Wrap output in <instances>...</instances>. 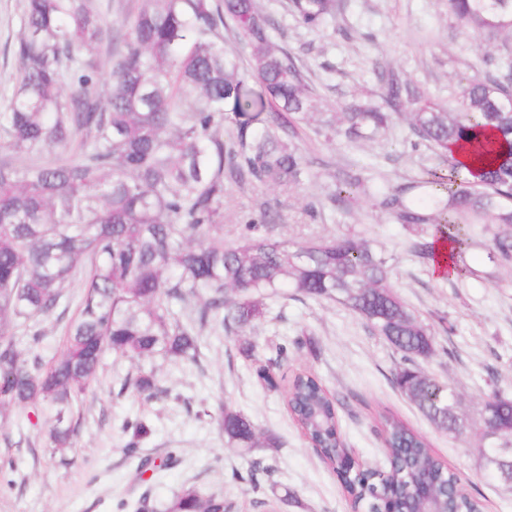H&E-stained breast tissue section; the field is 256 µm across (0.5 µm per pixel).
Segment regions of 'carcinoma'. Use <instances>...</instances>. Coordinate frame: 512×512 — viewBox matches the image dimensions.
Segmentation results:
<instances>
[{"instance_id":"obj_1","label":"carcinoma","mask_w":512,"mask_h":512,"mask_svg":"<svg viewBox=\"0 0 512 512\" xmlns=\"http://www.w3.org/2000/svg\"><path fill=\"white\" fill-rule=\"evenodd\" d=\"M334 0H291L297 21L318 30L334 19ZM464 32L491 44L512 32V0H448ZM249 49V67L224 44L225 21ZM112 44V77L99 71ZM17 84L0 103V420L29 410L46 421V451L68 464L75 447L74 407L94 383L105 350L140 362L123 388L150 402L167 394L157 369L162 355L196 360L206 333L243 335L265 319L266 300L284 288L336 301L383 337L399 355L397 389L433 427L460 437L471 425L459 392L419 367L438 337L394 291L389 260L352 231L308 236L292 244L271 234L269 209L239 225L224 245L225 170L240 186L255 182L286 192L303 183L306 161L295 141L303 124L326 141L362 145L383 137L392 113L445 157L446 172L370 190L363 167L336 174L339 206L371 198L390 223L427 233L423 255L451 245L457 258L471 226L489 235L488 260L512 263V56L489 55L491 71L463 78L450 107L408 81L386 79L378 105L344 103L316 111L314 89L295 57L278 46L255 0H141L131 20L104 18L92 0H23L14 46ZM256 81L261 92L250 87ZM234 130L224 140V124ZM470 153L459 161L454 148ZM84 288L76 316L64 289ZM64 325L61 352L44 355L40 324ZM271 353L257 378L270 388L288 343ZM293 420L326 462L342 463L336 406L321 380L297 373L286 388ZM480 414L512 439V397L498 390ZM232 448H278L280 441L247 416L222 410ZM127 454L150 429L127 420ZM382 466L345 476L360 504L394 499L407 512H481L458 496V476L427 440L392 416L380 421ZM222 494L184 487L164 512H227Z\"/></svg>"}]
</instances>
